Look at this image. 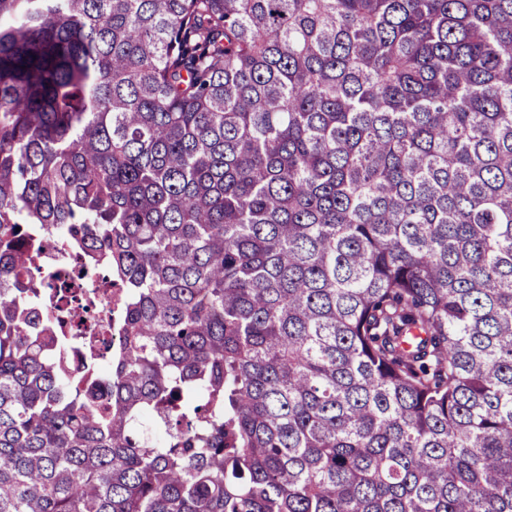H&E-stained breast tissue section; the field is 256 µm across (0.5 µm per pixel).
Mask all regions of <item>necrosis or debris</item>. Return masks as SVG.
Masks as SVG:
<instances>
[{
  "mask_svg": "<svg viewBox=\"0 0 512 512\" xmlns=\"http://www.w3.org/2000/svg\"><path fill=\"white\" fill-rule=\"evenodd\" d=\"M17 248H32L37 253L36 266L44 288L37 307L40 316L53 315L58 305L72 299L95 317L96 327L77 336L65 322L56 323L55 329L57 335L75 338L76 348L69 360L73 370L88 373L96 383L108 379L112 356L122 349V339L114 328L128 300L124 289L112 284L104 265L87 263L83 252L69 243L63 225L50 226L41 240L21 239Z\"/></svg>",
  "mask_w": 512,
  "mask_h": 512,
  "instance_id": "1",
  "label": "necrosis or debris"
}]
</instances>
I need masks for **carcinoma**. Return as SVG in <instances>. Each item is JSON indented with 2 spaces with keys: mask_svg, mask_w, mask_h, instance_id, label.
I'll list each match as a JSON object with an SVG mask.
<instances>
[{
  "mask_svg": "<svg viewBox=\"0 0 512 512\" xmlns=\"http://www.w3.org/2000/svg\"><path fill=\"white\" fill-rule=\"evenodd\" d=\"M0 512H512V0H0ZM65 225L54 224L44 231L41 242L24 236L16 249H36V268L42 277L44 292L41 302L35 305L40 314L39 323L53 315L58 305L70 297L77 298L75 306L94 316L97 326L92 331L75 334L68 322H54L57 336H74L76 349L70 355V366L74 371H89L93 383L104 385L111 370L112 354L121 351L122 337L116 336L115 326L127 303L124 288L112 285L105 266L101 263L90 266L83 252L71 245L65 232ZM72 285L75 288H66ZM62 287V288H61ZM65 287V288H64ZM113 328V332H112ZM78 336V337H75Z\"/></svg>",
  "mask_w": 512,
  "mask_h": 512,
  "instance_id": "obj_1",
  "label": "carcinoma"
}]
</instances>
